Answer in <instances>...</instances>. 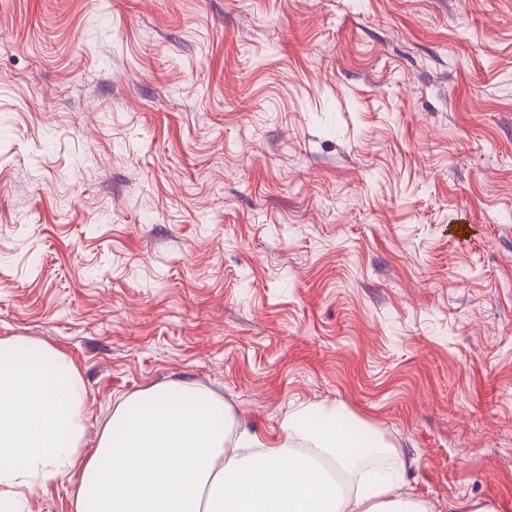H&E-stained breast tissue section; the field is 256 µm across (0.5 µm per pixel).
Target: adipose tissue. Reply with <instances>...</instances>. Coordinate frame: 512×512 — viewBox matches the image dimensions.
<instances>
[{"instance_id": "ef3b65f1", "label": "adipose tissue", "mask_w": 512, "mask_h": 512, "mask_svg": "<svg viewBox=\"0 0 512 512\" xmlns=\"http://www.w3.org/2000/svg\"><path fill=\"white\" fill-rule=\"evenodd\" d=\"M85 389L62 353L0 339V503L80 470L74 512H429L405 490L397 451L364 467L341 408L322 427L285 413L265 440L205 391L168 383L128 396L84 454Z\"/></svg>"}]
</instances>
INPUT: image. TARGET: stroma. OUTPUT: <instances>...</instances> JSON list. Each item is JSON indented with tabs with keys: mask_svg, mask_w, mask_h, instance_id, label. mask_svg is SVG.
<instances>
[{
	"mask_svg": "<svg viewBox=\"0 0 512 512\" xmlns=\"http://www.w3.org/2000/svg\"><path fill=\"white\" fill-rule=\"evenodd\" d=\"M7 337L79 369L85 454L180 382L512 512V0H0Z\"/></svg>",
	"mask_w": 512,
	"mask_h": 512,
	"instance_id": "35a3bbf8",
	"label": "stroma"
}]
</instances>
